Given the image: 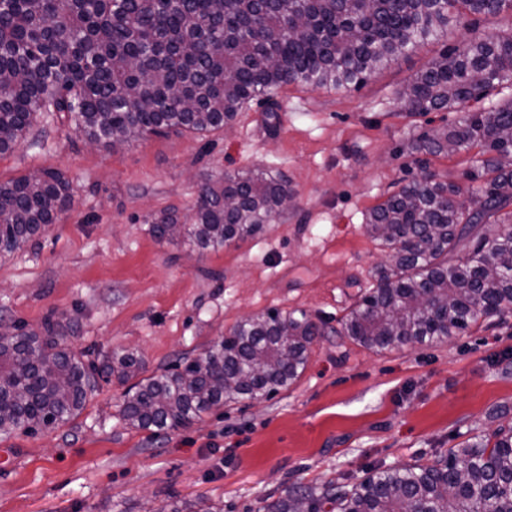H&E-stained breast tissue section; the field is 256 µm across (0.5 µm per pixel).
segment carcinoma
Segmentation results:
<instances>
[{
	"instance_id": "1",
	"label": "carcinoma",
	"mask_w": 512,
	"mask_h": 512,
	"mask_svg": "<svg viewBox=\"0 0 512 512\" xmlns=\"http://www.w3.org/2000/svg\"><path fill=\"white\" fill-rule=\"evenodd\" d=\"M512 14V0H4L0 3V154L44 112L90 139L125 143L165 132L203 136L231 124L259 97L288 85L358 87L468 16ZM512 86V28L442 50L400 92L411 113L460 111L451 127L419 135L427 155L481 148L479 213L463 188L427 174L365 214L366 233L389 249L377 284L346 315L343 334L367 348L399 349L465 333L512 311V99L470 102ZM288 181L261 169L204 181L192 223L164 212L158 240L182 236L218 252L264 230L288 209ZM73 204L70 181L45 168L0 181V256L41 235ZM321 335L304 311L237 323L199 356L142 375L133 352L100 364L72 353L52 321L0 330V436L35 434L80 413L98 380L138 378L122 415L137 429L189 424L226 403L292 385ZM443 462L377 471L348 488L290 491L267 512H512V427L474 435ZM157 512H224L221 503H167Z\"/></svg>"
}]
</instances>
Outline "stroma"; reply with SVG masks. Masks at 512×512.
I'll list each match as a JSON object with an SVG mask.
<instances>
[{
    "label": "stroma",
    "mask_w": 512,
    "mask_h": 512,
    "mask_svg": "<svg viewBox=\"0 0 512 512\" xmlns=\"http://www.w3.org/2000/svg\"><path fill=\"white\" fill-rule=\"evenodd\" d=\"M509 28L507 15L465 19L360 88L290 86L203 137L108 147L49 117L0 155L1 181L54 168L74 194L45 233L0 257L1 325L36 330L53 319L74 353L98 361L133 350L150 375L197 357L247 316L302 310L321 329L294 384L187 426L132 428L121 415L126 386L114 379L68 423L0 437V512H156L199 498L264 512L290 490L431 464L512 424V314L381 352L341 326L389 260L365 213L427 170L468 185L477 157L421 166L414 138L459 114L404 112L399 91L440 50ZM256 168L296 192L260 234L203 255L152 235L160 212L190 218L203 179Z\"/></svg>",
    "instance_id": "1"
}]
</instances>
